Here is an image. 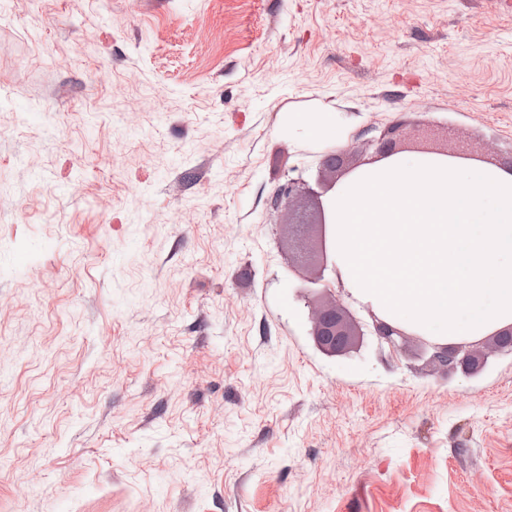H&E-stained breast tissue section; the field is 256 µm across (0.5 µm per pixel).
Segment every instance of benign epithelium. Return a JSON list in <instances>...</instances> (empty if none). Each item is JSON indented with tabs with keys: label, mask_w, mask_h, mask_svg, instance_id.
Masks as SVG:
<instances>
[{
	"label": "benign epithelium",
	"mask_w": 512,
	"mask_h": 512,
	"mask_svg": "<svg viewBox=\"0 0 512 512\" xmlns=\"http://www.w3.org/2000/svg\"><path fill=\"white\" fill-rule=\"evenodd\" d=\"M403 138L402 124L392 122L382 129L379 134L366 140L365 149L371 151V160L377 161L389 158L399 153V144ZM351 147H337L327 153L323 165L335 171L343 168L345 158ZM331 186L322 187L318 192L307 188L306 193L315 200L314 213L303 214L298 220L290 224L291 235L294 242L295 262L299 266L314 265L319 272L326 269H336L333 260V244L329 234V223L326 215L325 196ZM299 192V185L293 179L281 185L271 200V206L278 209L290 204ZM346 308L336 302L312 309V322L314 324L313 336L316 344L328 353H340L346 350L349 333L344 326ZM372 335L377 340L395 349L403 340L405 332L399 327L382 319L373 322ZM464 346H432L431 360L433 363L448 371L459 364L468 365L472 362L469 355L463 353Z\"/></svg>",
	"instance_id": "7a95c632"
}]
</instances>
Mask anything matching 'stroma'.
I'll list each match as a JSON object with an SVG mask.
<instances>
[{"instance_id":"obj_1","label":"stroma","mask_w":512,"mask_h":512,"mask_svg":"<svg viewBox=\"0 0 512 512\" xmlns=\"http://www.w3.org/2000/svg\"><path fill=\"white\" fill-rule=\"evenodd\" d=\"M393 121L512 161L506 0H0V512H512V353L302 299L270 206ZM295 127L307 130V132L317 138L337 136L338 129L336 118L327 116L314 117H294L288 120V128ZM346 308L338 302L312 309L313 336L316 344L328 353L346 350L350 334L344 326ZM372 335L376 336L378 341L387 344L392 349H397L403 337L406 336L405 332L399 327L382 319L374 320ZM432 346L431 360L434 364L439 365L442 369L448 370L454 369L458 364L469 365L470 362L474 361L469 357V354H464L460 357L466 346Z\"/></svg>"}]
</instances>
